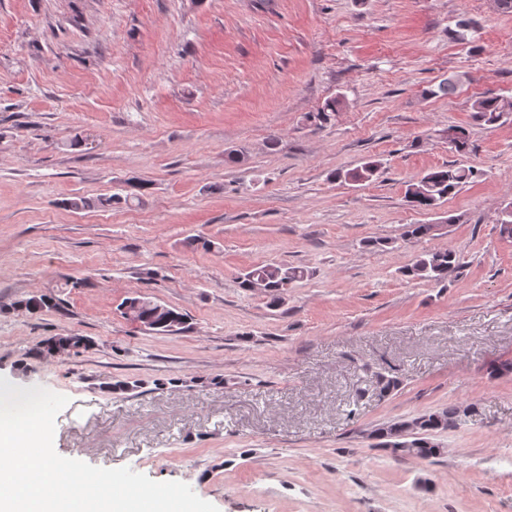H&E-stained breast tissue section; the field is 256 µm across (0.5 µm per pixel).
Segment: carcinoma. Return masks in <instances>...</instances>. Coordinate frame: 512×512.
I'll list each match as a JSON object with an SVG mask.
<instances>
[{
	"mask_svg": "<svg viewBox=\"0 0 512 512\" xmlns=\"http://www.w3.org/2000/svg\"><path fill=\"white\" fill-rule=\"evenodd\" d=\"M340 100L336 97L325 101L319 111L310 113L306 120L321 127L335 115ZM473 118L476 122L494 126L512 119V99L500 96H482L472 104ZM456 132L451 151L462 156L470 150L469 133L460 126L452 127ZM381 162L369 159L359 167L336 172L334 179L339 181L369 182L377 176ZM482 176V172L473 166L448 164L425 174L420 180L408 185L406 197L412 206L422 210H434L447 198L455 195L464 185ZM458 265L457 254L450 250L425 252L406 268L405 273L416 279L439 282L448 277V271ZM305 271L283 264H257L239 277L240 287L251 291L253 282L261 280L265 284L263 295L273 307L280 304L283 295L292 283L303 279ZM18 306L30 314H37L50 307V300L45 296H32L18 302ZM134 310L142 320L152 324L155 334H177L185 329L186 317L168 307L158 309L155 300L146 294H137L126 298L119 307L122 317H128L127 310ZM76 337L53 336L44 342L47 353L53 355L58 351L78 355L82 350L75 348ZM374 394L383 399L397 390L400 380L378 372L371 378ZM467 414L462 405L426 411L411 419H394L378 424L369 432V438L385 442H395L399 447L394 452L400 456L429 459L442 454L441 443L437 437L448 429H456L466 423Z\"/></svg>",
	"mask_w": 512,
	"mask_h": 512,
	"instance_id": "carcinoma-1",
	"label": "carcinoma"
}]
</instances>
